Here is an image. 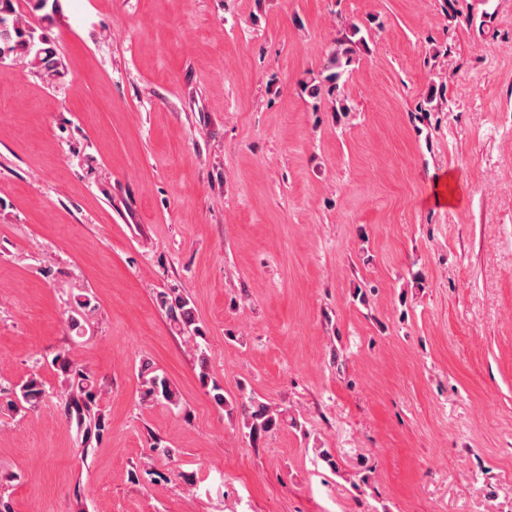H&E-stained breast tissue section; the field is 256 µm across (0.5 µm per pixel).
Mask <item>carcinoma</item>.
I'll use <instances>...</instances> for the list:
<instances>
[{
  "label": "carcinoma",
  "instance_id": "cac0c4a2",
  "mask_svg": "<svg viewBox=\"0 0 512 512\" xmlns=\"http://www.w3.org/2000/svg\"><path fill=\"white\" fill-rule=\"evenodd\" d=\"M14 13L11 0H0V22L7 24V31L0 32V60L20 58L45 75L58 72L63 64L48 46L43 34L39 33V28L33 23H20ZM157 303L170 323L193 343L199 379L203 384H208L209 358L206 348L201 346L206 336L202 324L196 319L192 300L184 294L161 292L157 294ZM53 366L61 378L57 398L66 420L76 423L83 431L86 442L93 437H101L107 429V421L99 408L100 386L94 374L79 364L68 350L55 355ZM139 378L143 387V400L160 401L175 408L180 406L178 390L165 375L158 373L151 361L141 362ZM211 392L215 404L223 409L228 418L238 420L244 434L254 445L276 432L285 422L282 411L273 409L253 395L241 401L230 399L215 382L212 383ZM47 394L44 381L34 372L11 390L6 406L17 414L26 412L36 408Z\"/></svg>",
  "mask_w": 512,
  "mask_h": 512
}]
</instances>
